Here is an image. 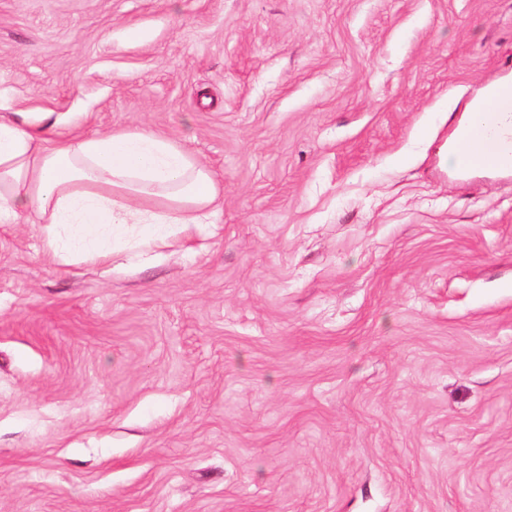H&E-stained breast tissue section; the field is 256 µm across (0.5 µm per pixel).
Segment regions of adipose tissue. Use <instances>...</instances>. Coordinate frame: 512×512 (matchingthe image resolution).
Listing matches in <instances>:
<instances>
[{"instance_id": "ef3b65f1", "label": "adipose tissue", "mask_w": 512, "mask_h": 512, "mask_svg": "<svg viewBox=\"0 0 512 512\" xmlns=\"http://www.w3.org/2000/svg\"><path fill=\"white\" fill-rule=\"evenodd\" d=\"M75 120L0 115V222L28 214L61 263L146 255L217 209L214 174L164 135L85 134Z\"/></svg>"}]
</instances>
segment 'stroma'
<instances>
[{
    "instance_id": "35a3bbf8",
    "label": "stroma",
    "mask_w": 512,
    "mask_h": 512,
    "mask_svg": "<svg viewBox=\"0 0 512 512\" xmlns=\"http://www.w3.org/2000/svg\"><path fill=\"white\" fill-rule=\"evenodd\" d=\"M512 0H0V110L214 171L159 257L0 224V512H512V175L448 137Z\"/></svg>"
}]
</instances>
